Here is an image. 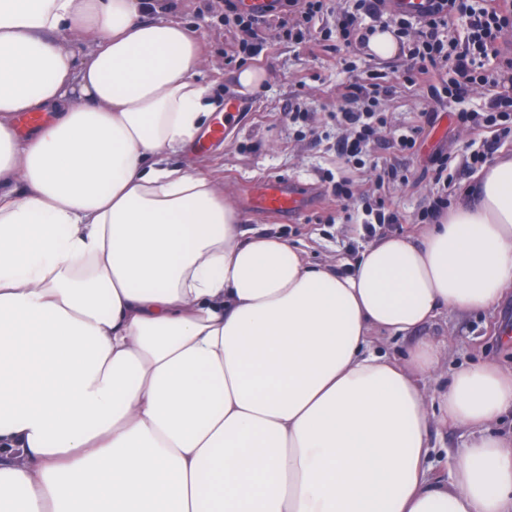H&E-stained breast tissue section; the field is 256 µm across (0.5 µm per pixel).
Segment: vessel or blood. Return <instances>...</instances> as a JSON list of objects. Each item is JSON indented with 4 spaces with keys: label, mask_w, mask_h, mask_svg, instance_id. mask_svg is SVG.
<instances>
[{
    "label": "vessel or blood",
    "mask_w": 512,
    "mask_h": 512,
    "mask_svg": "<svg viewBox=\"0 0 512 512\" xmlns=\"http://www.w3.org/2000/svg\"><path fill=\"white\" fill-rule=\"evenodd\" d=\"M243 102L236 96L224 101V117L209 131L207 138L216 141L225 137L241 112ZM317 198L315 188L288 178L267 177L255 182L248 199L249 206L262 214L279 219H295L303 210L314 206Z\"/></svg>",
    "instance_id": "b4317fda"
}]
</instances>
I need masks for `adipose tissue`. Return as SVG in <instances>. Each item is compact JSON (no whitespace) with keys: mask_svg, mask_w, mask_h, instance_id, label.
I'll list each match as a JSON object with an SVG mask.
<instances>
[{"mask_svg":"<svg viewBox=\"0 0 512 512\" xmlns=\"http://www.w3.org/2000/svg\"><path fill=\"white\" fill-rule=\"evenodd\" d=\"M172 13L0 0V512H512V368L383 349L512 292V155L345 273L245 235L173 162L220 103ZM430 440L436 448L434 455V472L440 476L443 468V459L447 448H456L464 440V434L461 430L454 428H443L441 426L432 429Z\"/></svg>","mask_w":512,"mask_h":512,"instance_id":"obj_1","label":"adipose tissue"}]
</instances>
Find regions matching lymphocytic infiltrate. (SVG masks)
Segmentation results:
<instances>
[{"label": "lymphocytic infiltrate", "mask_w": 512, "mask_h": 512, "mask_svg": "<svg viewBox=\"0 0 512 512\" xmlns=\"http://www.w3.org/2000/svg\"><path fill=\"white\" fill-rule=\"evenodd\" d=\"M358 2L373 18H387L396 37L415 30V65L404 73V83L428 84L432 96L441 101L458 97L475 84L494 87L485 113L457 115L459 124L484 138L483 149L466 155L468 170L481 167L490 153L512 139V54L503 49L507 35L512 33V0H477L473 5L468 0H433L432 9L412 20L393 10L389 0ZM324 5L325 0H278L283 37L305 41ZM223 18L243 34L240 55L246 59L260 56L264 43L258 31L268 23V16L242 10L238 0H224ZM451 23L465 31L464 47L451 49L442 40V31ZM379 94L378 84L353 80L335 114L346 131L339 158L347 168H365L371 143L387 125L384 113L376 109Z\"/></svg>", "instance_id": "obj_1"}]
</instances>
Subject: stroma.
Listing matches in <instances>:
<instances>
[{
    "label": "stroma",
    "mask_w": 512,
    "mask_h": 512,
    "mask_svg": "<svg viewBox=\"0 0 512 512\" xmlns=\"http://www.w3.org/2000/svg\"><path fill=\"white\" fill-rule=\"evenodd\" d=\"M330 12L317 19L312 35L317 43L307 51L280 38L277 29L266 33L267 49L252 63L242 61L236 50L240 32L218 18V0H175L174 15L198 33L210 66L208 77L214 81L218 96L235 90L237 72L252 66L265 72V87L244 95V107L227 138L206 150L182 157L183 165L223 180L234 203H241L248 186L263 177L285 176L314 185L323 198L295 221H281L249 209H242L243 226L264 234L279 235L304 249L309 260L329 256L355 260L375 237L387 233L416 236L422 227L419 214L430 196L439 189L435 181L433 157L451 155L448 172L453 182L448 188L449 202H456L461 192L476 183V175L463 167L464 156L473 136L453 119L457 112L484 111L493 95L491 87L470 89L463 100L437 104L428 89L408 86L401 79L410 66L407 48L389 59L367 53L362 45H352L346 52L358 71L377 75L381 85V103L393 125L418 122L423 133L414 153L404 154L392 146V137L382 134L372 148L374 168L356 175L358 191L374 190L377 167L395 166L401 181L379 190L387 207L398 210L397 224H379L374 230L357 224L362 214L359 201L333 202L329 194L341 175L336 165L340 134L327 115L335 111L348 83V76L336 67L333 41L321 40L324 27L332 25L336 13L346 7V0H330ZM301 108L311 114L308 127L297 130L288 126L285 112ZM497 321L502 329L512 331V297L493 314L442 316L421 328L420 333L439 340H449L448 366L457 368L489 357L506 367L512 366V346L507 347L487 336L486 325Z\"/></svg>",
    "instance_id": "1"
}]
</instances>
